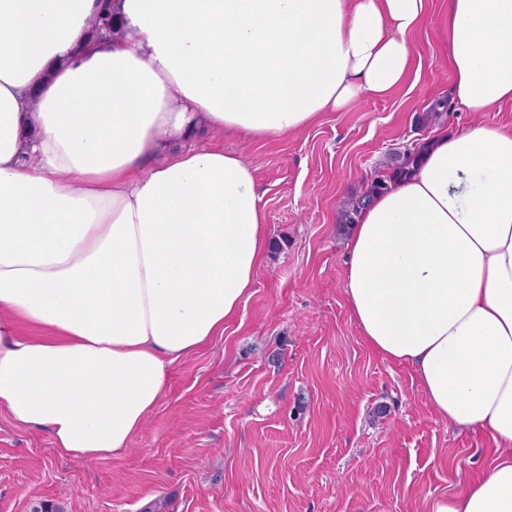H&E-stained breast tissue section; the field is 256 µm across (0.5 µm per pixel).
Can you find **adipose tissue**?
Returning a JSON list of instances; mask_svg holds the SVG:
<instances>
[{
  "label": "adipose tissue",
  "instance_id": "1",
  "mask_svg": "<svg viewBox=\"0 0 512 512\" xmlns=\"http://www.w3.org/2000/svg\"><path fill=\"white\" fill-rule=\"evenodd\" d=\"M117 38L99 36L103 7ZM426 0H0V410L65 456L123 453L223 335L269 247L256 170L199 129L297 133L406 78ZM454 95L512 101V0H448ZM345 300L496 460L425 512H512V128L439 129L372 191Z\"/></svg>",
  "mask_w": 512,
  "mask_h": 512
}]
</instances>
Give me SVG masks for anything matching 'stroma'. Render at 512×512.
Wrapping results in <instances>:
<instances>
[{
	"label": "stroma",
	"instance_id": "stroma-1",
	"mask_svg": "<svg viewBox=\"0 0 512 512\" xmlns=\"http://www.w3.org/2000/svg\"><path fill=\"white\" fill-rule=\"evenodd\" d=\"M427 0L411 65L391 92L325 113L295 135L207 144L246 155L270 246L224 334L170 370L161 401L126 451L60 456L43 429L0 414V512L52 500L65 512H424L479 480L488 437L440 421L410 365L375 353L344 299L342 203L383 186L391 155L440 126H512V101L479 114L453 99L443 20ZM448 102L439 124L425 115Z\"/></svg>",
	"mask_w": 512,
	"mask_h": 512
}]
</instances>
